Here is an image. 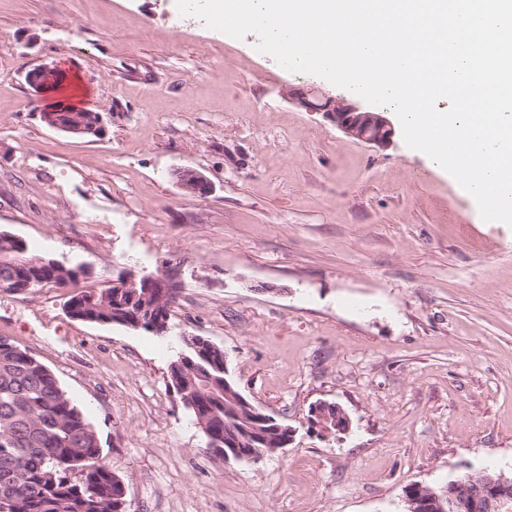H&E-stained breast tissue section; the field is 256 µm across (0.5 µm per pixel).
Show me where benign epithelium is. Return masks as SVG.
Listing matches in <instances>:
<instances>
[{
  "label": "benign epithelium",
  "mask_w": 512,
  "mask_h": 512,
  "mask_svg": "<svg viewBox=\"0 0 512 512\" xmlns=\"http://www.w3.org/2000/svg\"><path fill=\"white\" fill-rule=\"evenodd\" d=\"M61 78V70L55 66L43 65L27 74L28 83L37 90L56 84ZM288 101L307 111L323 113L332 124L346 137L368 144L388 145L395 135L394 123L385 112L363 109L345 98H334L317 94L313 90L290 88L284 92ZM67 111L65 107L50 109L42 113L43 121L51 128L79 134L83 129L77 125L62 124L59 113ZM182 188L198 196H206L211 192L210 182L201 174L191 170H182L180 179ZM144 285L155 290L161 306H171L176 297L178 284L164 274H145L140 277L127 274L113 282L114 288H135ZM328 403L320 402L313 406L310 420L312 427L322 433L332 430L345 431L349 428L350 418L340 406L336 407L340 418L330 422L327 416ZM292 430L288 429L273 445L254 447L241 454L237 444L229 433H224V459L257 461L265 455L275 452L288 445ZM479 493L468 491L464 483L450 480L442 488L436 490L427 485L414 484L405 492V500L409 512H512V477L500 473L490 475L481 472L478 475Z\"/></svg>",
  "instance_id": "obj_1"
}]
</instances>
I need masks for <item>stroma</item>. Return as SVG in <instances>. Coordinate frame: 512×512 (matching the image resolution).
I'll return each instance as SVG.
<instances>
[{
  "label": "stroma",
  "instance_id": "stroma-1",
  "mask_svg": "<svg viewBox=\"0 0 512 512\" xmlns=\"http://www.w3.org/2000/svg\"><path fill=\"white\" fill-rule=\"evenodd\" d=\"M257 43L175 0H0V230L83 270L0 288V337L92 424L125 512H406L409 484L512 476V227L403 137L362 143L288 103L352 93ZM43 64L84 78L102 136L42 121ZM184 168L212 193L182 190ZM126 271L179 283L167 335L69 315ZM187 336L223 350L286 448L212 452L171 386ZM319 401L347 433L310 428Z\"/></svg>",
  "mask_w": 512,
  "mask_h": 512
}]
</instances>
